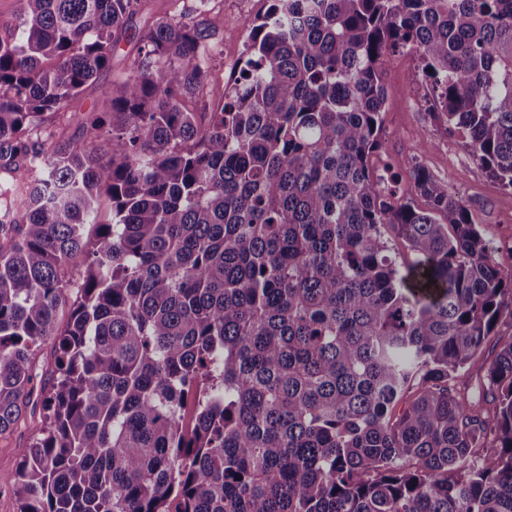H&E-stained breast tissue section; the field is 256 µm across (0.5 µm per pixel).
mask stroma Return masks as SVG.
<instances>
[{"label": "stroma", "mask_w": 512, "mask_h": 512, "mask_svg": "<svg viewBox=\"0 0 512 512\" xmlns=\"http://www.w3.org/2000/svg\"><path fill=\"white\" fill-rule=\"evenodd\" d=\"M208 17L217 27L211 51L212 84L228 86L237 75L245 57L251 23L261 14L264 0H208ZM136 54L135 42L121 38L112 58V66L102 71L74 103L75 114L64 121L66 138L84 140L79 113L100 111L113 82L123 79ZM387 90L383 114L384 141L374 157L375 166H388L394 172H406L411 159L436 179L447 183L450 191L462 195L469 205L470 217L493 247L512 245V191L487 176L462 140L449 136L447 124L433 107L430 85L421 72L415 51L403 50L390 55L384 63ZM427 150H420L422 141ZM43 393L34 391L24 416L10 431L0 435V476L9 477L35 442L43 426Z\"/></svg>", "instance_id": "35a3bbf8"}]
</instances>
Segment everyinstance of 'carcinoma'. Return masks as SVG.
Masks as SVG:
<instances>
[{"label": "carcinoma", "mask_w": 512, "mask_h": 512, "mask_svg": "<svg viewBox=\"0 0 512 512\" xmlns=\"http://www.w3.org/2000/svg\"><path fill=\"white\" fill-rule=\"evenodd\" d=\"M140 2L18 0L0 28V435L58 347L19 512H512V260L420 164L425 209L372 164L412 47L512 190V0H267L225 89L206 10L159 17L83 117L103 164L47 129Z\"/></svg>", "instance_id": "carcinoma-1"}]
</instances>
